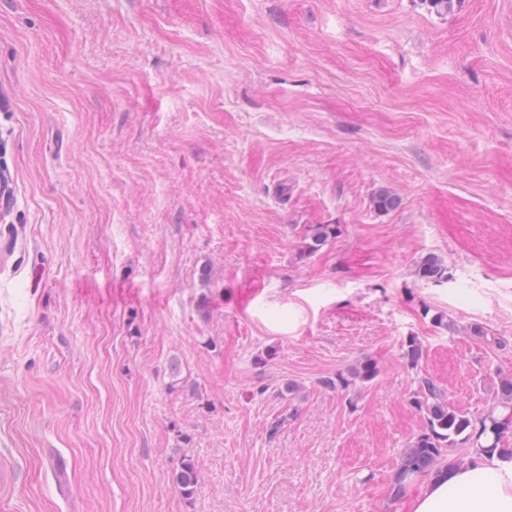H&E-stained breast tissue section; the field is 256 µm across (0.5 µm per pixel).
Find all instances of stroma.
I'll list each match as a JSON object with an SVG mask.
<instances>
[{
  "label": "stroma",
  "instance_id": "1",
  "mask_svg": "<svg viewBox=\"0 0 512 512\" xmlns=\"http://www.w3.org/2000/svg\"><path fill=\"white\" fill-rule=\"evenodd\" d=\"M0 92V512H410L418 374L512 372V0H0ZM446 266L437 256H426L417 265L415 274L418 278L439 281L445 278ZM378 373L379 368L376 362L371 358H365L348 370L346 375L338 373L336 379L326 378L322 381V385L330 390L346 391L352 386L356 387L372 381ZM175 480L180 493L186 499L193 498L199 484V479L198 467L191 456L184 455L182 457L180 469L176 474Z\"/></svg>",
  "mask_w": 512,
  "mask_h": 512
}]
</instances>
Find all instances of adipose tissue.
<instances>
[{
  "label": "adipose tissue",
  "mask_w": 512,
  "mask_h": 512,
  "mask_svg": "<svg viewBox=\"0 0 512 512\" xmlns=\"http://www.w3.org/2000/svg\"><path fill=\"white\" fill-rule=\"evenodd\" d=\"M411 512H512V459L496 451L475 454L429 476Z\"/></svg>",
  "instance_id": "ef3b65f1"
}]
</instances>
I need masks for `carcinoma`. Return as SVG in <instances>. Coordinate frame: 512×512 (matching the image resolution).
<instances>
[{"instance_id": "carcinoma-1", "label": "carcinoma", "mask_w": 512, "mask_h": 512, "mask_svg": "<svg viewBox=\"0 0 512 512\" xmlns=\"http://www.w3.org/2000/svg\"><path fill=\"white\" fill-rule=\"evenodd\" d=\"M374 206L383 211L398 207L399 197L390 189L382 188L373 197ZM307 252L312 253L336 235V225L315 224L310 227ZM418 278L439 281L445 278L446 266L437 256H426L417 265ZM423 355V346L417 337L406 341L403 356L409 367L416 369ZM379 373L376 362L370 358L359 361L348 373L326 378L322 385L330 390H348L372 381ZM413 403L423 412L424 425L404 448L400 467L393 477L392 493L400 496L412 480L437 473L448 466H459L474 452H492L496 449L512 454V373L498 374L497 399L492 407L479 416L457 409L448 401L442 388L431 378L419 377V388ZM180 493L193 498L197 486L198 467L188 455L182 457L175 477Z\"/></svg>"}]
</instances>
